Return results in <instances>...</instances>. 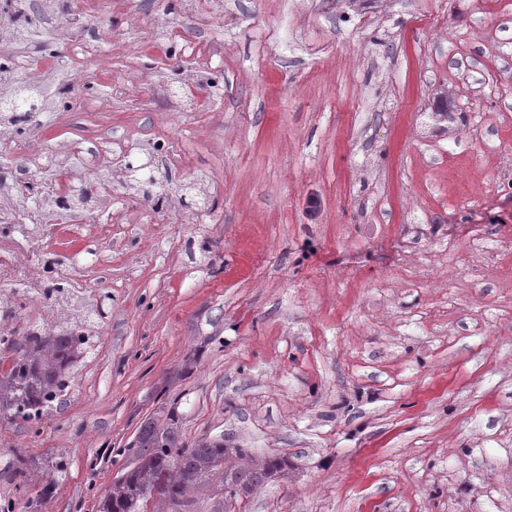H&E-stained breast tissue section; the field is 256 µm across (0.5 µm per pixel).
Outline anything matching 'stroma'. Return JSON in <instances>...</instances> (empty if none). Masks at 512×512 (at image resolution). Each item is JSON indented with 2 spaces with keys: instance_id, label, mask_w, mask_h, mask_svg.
<instances>
[{
  "instance_id": "35a3bbf8",
  "label": "stroma",
  "mask_w": 512,
  "mask_h": 512,
  "mask_svg": "<svg viewBox=\"0 0 512 512\" xmlns=\"http://www.w3.org/2000/svg\"><path fill=\"white\" fill-rule=\"evenodd\" d=\"M41 2L0 0L54 62L0 72L49 92L0 176L22 211L101 153L112 203L48 246L95 341L0 418V493L98 512L172 412L287 459L235 512H512V0H60L65 41Z\"/></svg>"
}]
</instances>
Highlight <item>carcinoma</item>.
Wrapping results in <instances>:
<instances>
[{
    "label": "carcinoma",
    "instance_id": "carcinoma-1",
    "mask_svg": "<svg viewBox=\"0 0 512 512\" xmlns=\"http://www.w3.org/2000/svg\"><path fill=\"white\" fill-rule=\"evenodd\" d=\"M76 337L65 331L41 337L38 344L16 352L9 374L0 380V412L39 422L47 407L71 382L78 358ZM128 452L135 462L125 467L100 502V512H224L234 490L253 491L288 470L275 458H258L241 448L229 454L224 439L185 444L178 419L141 424ZM210 491V506L197 507L194 493Z\"/></svg>",
    "mask_w": 512,
    "mask_h": 512
}]
</instances>
